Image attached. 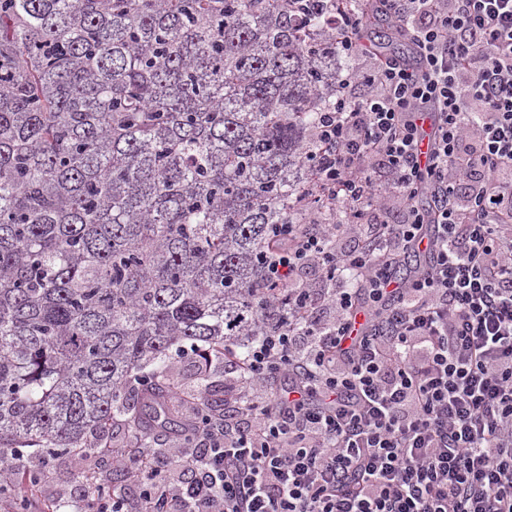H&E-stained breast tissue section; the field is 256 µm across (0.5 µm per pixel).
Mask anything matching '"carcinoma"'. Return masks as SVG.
Masks as SVG:
<instances>
[{"instance_id":"1","label":"carcinoma","mask_w":512,"mask_h":512,"mask_svg":"<svg viewBox=\"0 0 512 512\" xmlns=\"http://www.w3.org/2000/svg\"><path fill=\"white\" fill-rule=\"evenodd\" d=\"M368 47L411 45L385 0ZM347 58L293 0H0V495L117 419L190 442L173 352L242 358ZM200 370L195 413L224 416Z\"/></svg>"}]
</instances>
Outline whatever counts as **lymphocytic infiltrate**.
<instances>
[{"label":"lymphocytic infiltrate","mask_w":512,"mask_h":512,"mask_svg":"<svg viewBox=\"0 0 512 512\" xmlns=\"http://www.w3.org/2000/svg\"><path fill=\"white\" fill-rule=\"evenodd\" d=\"M389 2L419 63L378 58L361 101L362 77L339 78L306 201L343 221L275 225L286 245L265 267L288 316L232 363L244 384L285 387L188 445L105 446L136 499L89 468L102 490L61 498L70 512H512V0ZM310 3L335 7L336 45L357 57L344 0ZM392 196L399 220L364 223ZM312 266L327 287L303 282Z\"/></svg>","instance_id":"obj_1"}]
</instances>
